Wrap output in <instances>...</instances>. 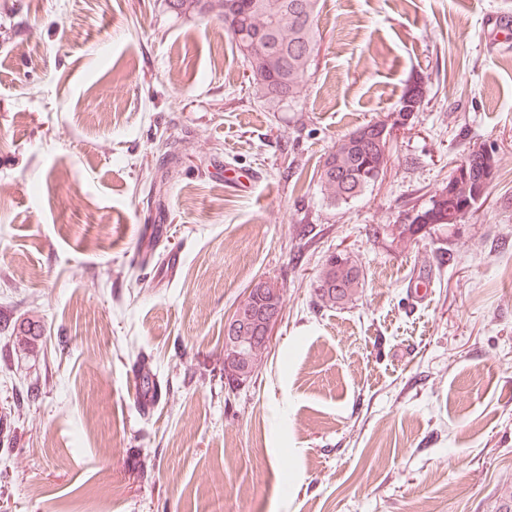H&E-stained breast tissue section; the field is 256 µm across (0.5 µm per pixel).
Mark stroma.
<instances>
[{"label":"stroma","mask_w":512,"mask_h":512,"mask_svg":"<svg viewBox=\"0 0 512 512\" xmlns=\"http://www.w3.org/2000/svg\"><path fill=\"white\" fill-rule=\"evenodd\" d=\"M321 3L298 109L268 112L215 15L0 0V512L512 503V0ZM418 77L382 179L323 200L325 153ZM478 148L497 167L475 216L399 236ZM143 224L167 227L156 260L181 252L171 277L135 259ZM334 252L365 276L342 309L313 288ZM259 276L284 318L230 397L224 318ZM143 353L167 389L146 416ZM147 362L145 356H140L131 368L128 378L132 386L135 388L136 403L143 414H149L154 407L155 396L160 399L163 396V390H156L155 382L152 378H145L144 364Z\"/></svg>","instance_id":"35a3bbf8"}]
</instances>
